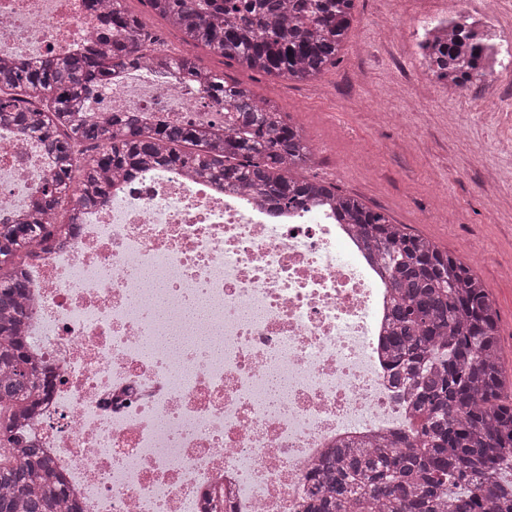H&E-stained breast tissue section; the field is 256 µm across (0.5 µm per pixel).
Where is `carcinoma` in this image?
I'll return each instance as SVG.
<instances>
[{
	"label": "carcinoma",
	"mask_w": 512,
	"mask_h": 512,
	"mask_svg": "<svg viewBox=\"0 0 512 512\" xmlns=\"http://www.w3.org/2000/svg\"><path fill=\"white\" fill-rule=\"evenodd\" d=\"M183 39L249 70L312 81L336 65L354 0H144ZM101 13L89 48L33 65L0 63V125L39 138L54 172L25 221L0 224V512H82L64 504L62 475L43 449L11 447L16 419L49 388L52 368L26 353L29 284L21 258L79 233L111 179L149 167L180 169L233 187L272 210L314 202L336 212L384 271L391 291L385 357L392 380L413 389L415 423L395 438L342 443L317 466L307 512H512V395L499 319L483 280L433 240L359 196L298 174L313 151L301 129L252 88L186 56L152 49L126 0H88ZM448 89L479 88L483 46L462 25L437 24L418 43ZM174 71L234 114L224 135L153 125L134 112L85 115L96 88L128 69ZM65 210V228L56 215Z\"/></svg>",
	"instance_id": "carcinoma-1"
}]
</instances>
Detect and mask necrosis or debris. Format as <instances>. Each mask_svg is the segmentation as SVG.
Listing matches in <instances>:
<instances>
[{"mask_svg": "<svg viewBox=\"0 0 512 512\" xmlns=\"http://www.w3.org/2000/svg\"><path fill=\"white\" fill-rule=\"evenodd\" d=\"M98 25L87 0H0V61L68 56ZM90 108L224 127L202 89L146 69ZM48 176L40 140L0 127L1 224ZM23 269L27 352L58 378L13 435L83 512H304L323 450L410 425L380 352L390 292L319 205L272 216L158 167Z\"/></svg>", "mask_w": 512, "mask_h": 512, "instance_id": "1", "label": "necrosis or debris"}]
</instances>
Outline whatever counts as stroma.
Returning <instances> with one entry per match:
<instances>
[{"label": "stroma", "mask_w": 512, "mask_h": 512, "mask_svg": "<svg viewBox=\"0 0 512 512\" xmlns=\"http://www.w3.org/2000/svg\"><path fill=\"white\" fill-rule=\"evenodd\" d=\"M129 6L148 20L158 45L274 100L313 148L306 175L335 170L341 190L468 262L494 302L512 372V277L503 271L512 261V65L475 92L494 96L497 108L467 114L420 64L417 43L438 17L436 0H354L339 61L309 83L211 55L170 31L144 0Z\"/></svg>", "instance_id": "35a3bbf8"}]
</instances>
